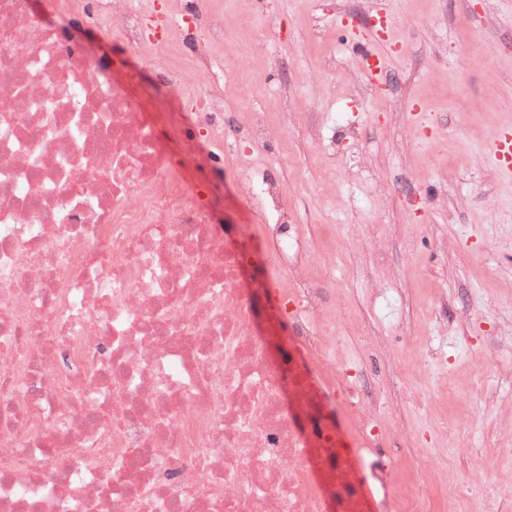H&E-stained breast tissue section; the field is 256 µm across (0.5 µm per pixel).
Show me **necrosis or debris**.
<instances>
[{
  "label": "necrosis or debris",
  "instance_id": "obj_1",
  "mask_svg": "<svg viewBox=\"0 0 512 512\" xmlns=\"http://www.w3.org/2000/svg\"><path fill=\"white\" fill-rule=\"evenodd\" d=\"M142 46L134 0H97ZM178 29L212 80L224 22L184 0ZM29 0H0V512H364L365 480L334 433L301 418L340 404L369 434L356 380L318 336L323 288L287 287L277 181L251 198L277 223L230 242L163 151L125 84L95 77ZM196 126L260 147L264 113L224 131V98ZM286 313L319 383L270 358L256 294Z\"/></svg>",
  "mask_w": 512,
  "mask_h": 512
}]
</instances>
